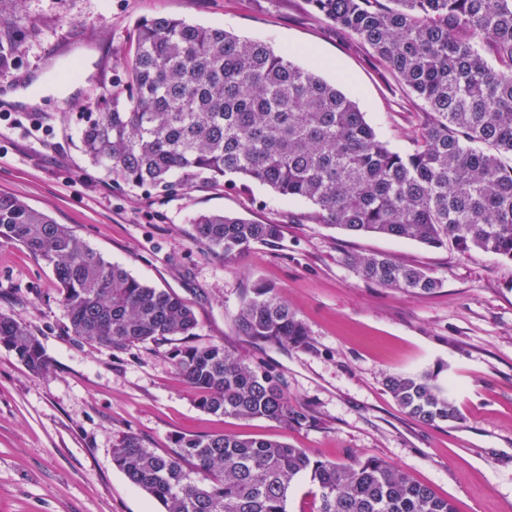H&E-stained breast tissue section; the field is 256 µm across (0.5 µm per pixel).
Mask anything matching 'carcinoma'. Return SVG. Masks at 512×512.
<instances>
[{
    "instance_id": "obj_1",
    "label": "carcinoma",
    "mask_w": 512,
    "mask_h": 512,
    "mask_svg": "<svg viewBox=\"0 0 512 512\" xmlns=\"http://www.w3.org/2000/svg\"><path fill=\"white\" fill-rule=\"evenodd\" d=\"M313 13L354 36L424 104L420 139L390 148L358 104L316 72L262 41L157 17L133 37L123 92L83 113L80 142L115 181L157 194L197 181L257 182L314 206L311 217L351 232L442 247L452 242L512 259V0H307ZM20 27L0 43L12 65ZM192 239L230 260L281 235L222 213L192 219ZM0 243L53 269L67 331L106 349L179 340L175 372L210 414L310 422L288 399L283 374L212 343H191L199 322L177 295L133 277L84 245L64 224L0 193ZM363 280L411 294L439 286L431 273L384 254L354 255ZM239 333L278 348L308 344L305 324L273 288L247 289ZM0 346L36 374L50 370L40 339L0 315ZM385 386L412 417L455 422L438 374H391ZM158 452L134 434L112 448L113 464L164 512H287L292 484L307 476L315 512H455L449 500L376 457L348 462L310 455L285 441L216 433L174 435Z\"/></svg>"
}]
</instances>
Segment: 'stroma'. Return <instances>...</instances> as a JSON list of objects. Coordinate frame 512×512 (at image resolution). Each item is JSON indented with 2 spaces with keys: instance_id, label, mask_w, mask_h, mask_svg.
Listing matches in <instances>:
<instances>
[{
  "instance_id": "obj_1",
  "label": "stroma",
  "mask_w": 512,
  "mask_h": 512,
  "mask_svg": "<svg viewBox=\"0 0 512 512\" xmlns=\"http://www.w3.org/2000/svg\"><path fill=\"white\" fill-rule=\"evenodd\" d=\"M160 16L221 28L320 65L394 151L414 147L424 105L359 39L314 17L306 0H22L26 33L15 65L0 72V193L67 225L137 279L193 308L196 344L221 343L281 371L290 402L312 421L208 414L167 358L170 343L109 350L75 340L51 266L0 244V314L24 321L51 360L29 372L0 347V512H161L112 462L133 433L151 449L175 434L281 439L337 462L374 456L447 498L457 512H512V260L474 249L352 233L318 223L308 201L267 187L197 182L160 196L113 181L81 149V114L125 81L137 25ZM81 60L85 77L66 101H5L39 76ZM224 212L282 227L279 240L227 262L192 241L190 220ZM382 253L441 281L411 296L362 280L350 255ZM275 288L306 325L300 349L260 347L239 336L242 293ZM438 371L461 413L427 424L387 391L393 373Z\"/></svg>"
}]
</instances>
